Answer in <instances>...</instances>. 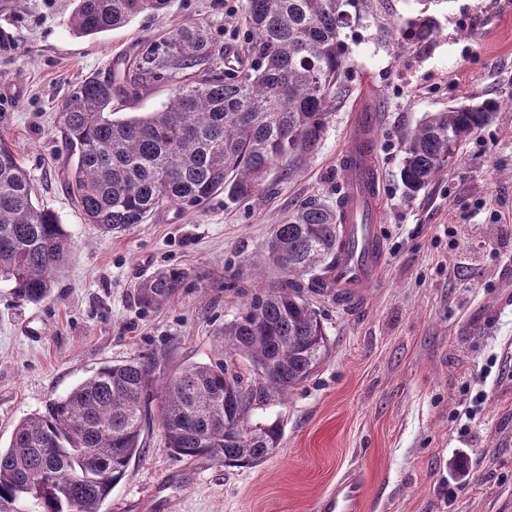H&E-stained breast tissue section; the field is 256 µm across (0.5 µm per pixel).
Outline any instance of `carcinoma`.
I'll use <instances>...</instances> for the list:
<instances>
[{
  "mask_svg": "<svg viewBox=\"0 0 512 512\" xmlns=\"http://www.w3.org/2000/svg\"><path fill=\"white\" fill-rule=\"evenodd\" d=\"M69 19L82 36L125 27L172 0H76ZM342 0H246L243 44L225 59L206 25L174 27L165 43L133 61L136 76H91L58 104L73 164L66 188L84 221L104 234L143 224L160 208L200 209L214 196L244 201L273 170L292 175L314 154L339 100L344 72ZM195 71L183 83L181 74ZM176 82L160 110L118 120L119 92L151 80ZM507 100L458 104L424 116L402 143V184L413 196L459 158L463 143ZM343 207L304 201L276 219L264 259L284 280L262 288L224 325L230 356L249 361L253 382L224 360L166 371L147 351L107 364L21 420L0 448V512H101L112 487L158 428L164 447L187 459L252 467L279 446L277 424L252 425L255 400L285 396L320 366L328 339L311 299L339 304L331 277L343 248ZM70 237L35 201L31 178L0 134V282L22 299H45L68 261ZM177 271L138 287L140 303L168 302Z\"/></svg>",
  "mask_w": 512,
  "mask_h": 512,
  "instance_id": "cac0c4a2",
  "label": "carcinoma"
}]
</instances>
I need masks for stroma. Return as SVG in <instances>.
I'll use <instances>...</instances> for the list:
<instances>
[{"label": "stroma", "mask_w": 512, "mask_h": 512, "mask_svg": "<svg viewBox=\"0 0 512 512\" xmlns=\"http://www.w3.org/2000/svg\"><path fill=\"white\" fill-rule=\"evenodd\" d=\"M245 0H173L96 38L68 26L74 0H0V134L18 153L36 200L65 225L73 254L44 301L0 283V446L100 366L165 355L169 368L222 357L225 323L262 287L272 221L300 202L335 205L339 166L359 104L379 116L385 260L360 305L314 298L329 343L308 380L254 406L252 422L279 424L262 463L233 468L171 454L160 432L113 487L102 512H314L345 472L365 478L362 512H512V109L463 145L460 161L415 197L399 177L406 132L448 105L512 96V0H346L340 102L316 153L292 179L271 173L260 192L203 210L163 207L105 235L66 191L57 104L86 77L111 75L159 46L175 25L201 21L226 55L242 32ZM431 18L430 39L409 24ZM185 278L158 308L137 286L157 271Z\"/></svg>", "instance_id": "obj_1"}]
</instances>
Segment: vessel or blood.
<instances>
[{
	"label": "vessel or blood",
	"instance_id": "1",
	"mask_svg": "<svg viewBox=\"0 0 512 512\" xmlns=\"http://www.w3.org/2000/svg\"><path fill=\"white\" fill-rule=\"evenodd\" d=\"M377 122V114L369 110L354 114V135L365 149L351 151L341 162L345 173L343 212L347 246L336 264L335 277L338 292L351 304L361 301L362 292L376 276L384 255L378 224V178L370 150ZM364 491L362 473L351 472L318 501L316 512H359Z\"/></svg>",
	"mask_w": 512,
	"mask_h": 512
}]
</instances>
